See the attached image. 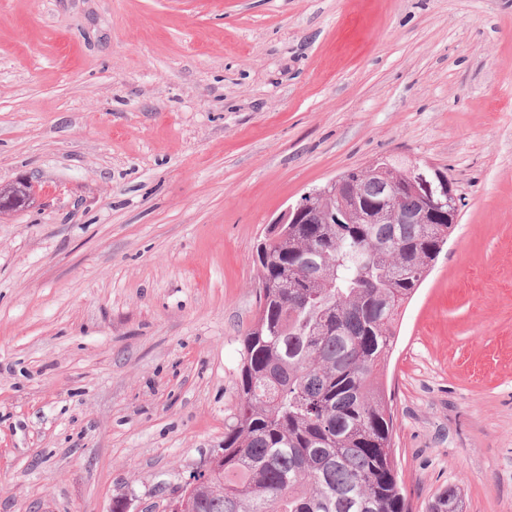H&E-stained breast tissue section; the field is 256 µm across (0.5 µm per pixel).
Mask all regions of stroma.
Listing matches in <instances>:
<instances>
[{
  "instance_id": "1",
  "label": "stroma",
  "mask_w": 512,
  "mask_h": 512,
  "mask_svg": "<svg viewBox=\"0 0 512 512\" xmlns=\"http://www.w3.org/2000/svg\"><path fill=\"white\" fill-rule=\"evenodd\" d=\"M402 155L458 224L387 378L411 512H512V0H0V512L164 505L224 445L252 255ZM461 489L458 486H449L439 494L431 512H462Z\"/></svg>"
}]
</instances>
